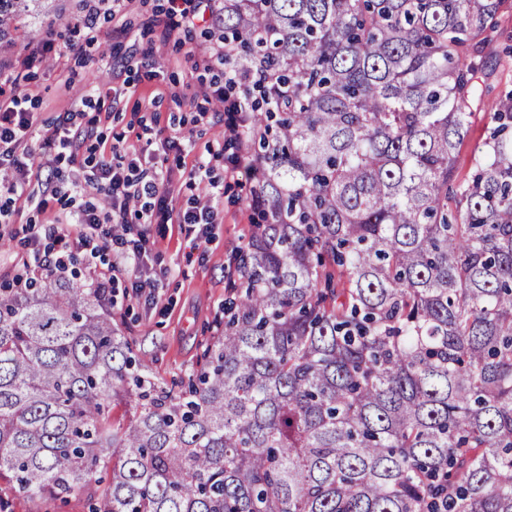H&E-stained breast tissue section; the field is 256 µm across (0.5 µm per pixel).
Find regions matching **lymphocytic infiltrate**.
<instances>
[{
    "mask_svg": "<svg viewBox=\"0 0 512 512\" xmlns=\"http://www.w3.org/2000/svg\"><path fill=\"white\" fill-rule=\"evenodd\" d=\"M218 0H169L163 18L154 22L161 41H168L180 28L199 24L211 27L217 21ZM230 50L216 40L212 54L202 59L211 72L202 85L205 100L217 101L221 111L200 112L199 121H212L224 128L222 145L210 149L207 160L189 168L191 184L205 185L204 198L177 204L171 192L169 157L182 153L178 135L156 139L147 155L123 152L110 143L100 121H87L86 110L99 107L103 98L120 99L132 94L129 82L100 87L81 98L74 109L60 113L50 123H39L35 107L17 87L0 86V168L9 169L11 179L0 182V223H11L18 208L32 216L45 210L43 199L27 193L26 186L35 171L50 168L51 195L58 204L57 214L43 235L29 236L26 247L35 261L24 264L14 281L27 287L29 281L48 275L66 280L74 275L76 262H84L87 287L114 298L115 288L128 283L136 295L153 298L162 280L149 263L141 237L129 236L132 223L179 224L196 240L209 241L219 212L215 205L224 194V181L214 174L215 164L229 160L228 174L244 173L255 177L256 164L237 145L250 124L251 106L235 96L243 76L230 68ZM234 147L232 158H225L226 147ZM107 207H99L98 197Z\"/></svg>",
    "mask_w": 512,
    "mask_h": 512,
    "instance_id": "1",
    "label": "lymphocytic infiltrate"
}]
</instances>
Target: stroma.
<instances>
[{"label": "stroma", "mask_w": 512, "mask_h": 512, "mask_svg": "<svg viewBox=\"0 0 512 512\" xmlns=\"http://www.w3.org/2000/svg\"><path fill=\"white\" fill-rule=\"evenodd\" d=\"M54 10L29 19L14 46L0 51V74L18 77L34 98L42 121H53L71 109L92 87L104 86L113 70H121L135 88L132 97L109 105L107 137L136 144L135 127L176 125L186 142L189 159L207 154L220 141L218 124H198L194 116L206 106L197 94L195 60L209 57L213 42L204 28H195L181 48L163 44L152 21L167 0H127L113 19L102 22L103 32L93 45L80 40L71 22L81 11L80 0H48ZM74 43L67 56L51 58L38 71L17 72L14 62L30 38ZM486 67L478 82L481 97L472 106L470 130L458 151L457 171L466 174L470 157L484 139L492 121L489 102L512 94V12L499 16L496 28L481 44ZM218 110V103H211ZM248 179L227 180L223 221L215 225L209 243L200 244L174 224H142L153 244L152 264L164 271V286L155 300L134 294L119 296L112 319L122 333L134 340L137 351L154 375L164 382L187 376L196 369L202 346L224 318V300L230 294L224 268L231 251L248 240L255 214L249 200Z\"/></svg>", "instance_id": "1"}]
</instances>
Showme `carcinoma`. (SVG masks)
<instances>
[{
    "label": "carcinoma",
    "instance_id": "cac0c4a2",
    "mask_svg": "<svg viewBox=\"0 0 512 512\" xmlns=\"http://www.w3.org/2000/svg\"><path fill=\"white\" fill-rule=\"evenodd\" d=\"M31 0H0V43ZM512 0H224L257 222L176 390L95 290L0 288V493L88 512H512ZM126 407L121 419L112 410ZM100 467L112 471L104 483ZM496 25L485 35L480 47L487 63L478 75L481 98L473 103L469 134L458 151L456 166L460 175L468 172L471 154L485 138L488 128L494 125L490 107H485L484 103L512 94V12L501 14Z\"/></svg>",
    "mask_w": 512,
    "mask_h": 512
}]
</instances>
